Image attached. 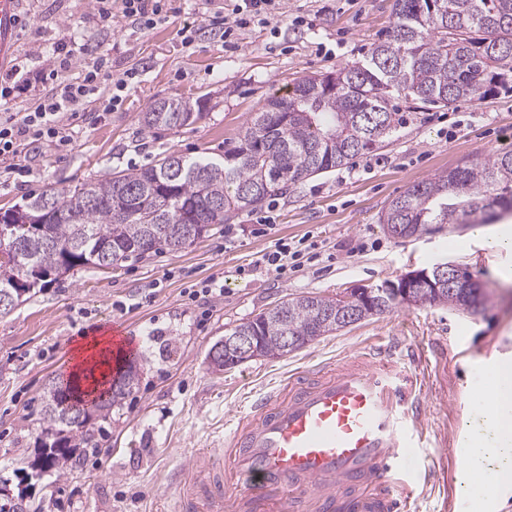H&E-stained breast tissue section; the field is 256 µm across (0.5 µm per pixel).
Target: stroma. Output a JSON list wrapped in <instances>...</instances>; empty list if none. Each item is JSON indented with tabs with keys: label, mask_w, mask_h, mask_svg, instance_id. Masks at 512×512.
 I'll use <instances>...</instances> for the list:
<instances>
[{
	"label": "stroma",
	"mask_w": 512,
	"mask_h": 512,
	"mask_svg": "<svg viewBox=\"0 0 512 512\" xmlns=\"http://www.w3.org/2000/svg\"><path fill=\"white\" fill-rule=\"evenodd\" d=\"M236 0H174L167 23L141 30L124 18L119 0L103 25L92 0H19V25L9 65L18 87L9 111H24L45 89V59L76 22L71 77L99 54H111L115 74L140 70L123 103L80 127L70 149L29 151L18 164L25 179L0 178V208L29 195L61 190L112 169H138L176 153L218 159L243 136L272 95L306 76L365 60L386 39L394 0H285L281 12L238 30L235 47L209 33L184 45V25L231 15ZM197 101L203 119L177 131H150L142 117L159 99ZM406 122L381 149L353 158L355 176L340 171L298 183L241 212L239 229L207 237L175 252L129 260L107 269H82L51 283L0 315V477L27 488L29 512H176L170 488L197 449L224 436V417L244 410L248 394L280 375L319 361L340 360L366 343H390L407 371L423 375L430 414L411 461L418 485L414 512H454L467 499L458 461L467 448L463 422L478 388L490 384L493 363L512 362V285L495 269L512 268V251H492L477 225H430L398 238L379 219L388 202L410 186L472 159L512 150V93L466 99L427 110L393 99ZM316 245L303 270L276 279L256 267L278 241ZM439 262L467 267L488 294L470 315L445 306H400L324 336L281 358H257L216 371L211 346L228 330L286 297L335 296L375 286ZM217 279L222 296L191 305L193 286ZM123 323L138 339L139 382L99 438L106 455L87 453L66 477L55 471L16 472L15 459L34 457L43 429L44 394L72 370L73 348L92 329Z\"/></svg>",
	"instance_id": "stroma-1"
}]
</instances>
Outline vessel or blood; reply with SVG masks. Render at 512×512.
I'll list each match as a JSON object with an SVG mask.
<instances>
[{
  "mask_svg": "<svg viewBox=\"0 0 512 512\" xmlns=\"http://www.w3.org/2000/svg\"><path fill=\"white\" fill-rule=\"evenodd\" d=\"M17 0H0V59L13 49ZM112 356L135 351L125 325ZM227 413L224 445L181 469L177 512H412L410 456L430 409L416 376L371 344L353 359L279 378Z\"/></svg>",
  "mask_w": 512,
  "mask_h": 512,
  "instance_id": "vessel-or-blood-1",
  "label": "vessel or blood"
}]
</instances>
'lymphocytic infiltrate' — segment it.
<instances>
[{
	"label": "lymphocytic infiltrate",
	"mask_w": 512,
	"mask_h": 512,
	"mask_svg": "<svg viewBox=\"0 0 512 512\" xmlns=\"http://www.w3.org/2000/svg\"><path fill=\"white\" fill-rule=\"evenodd\" d=\"M47 60L52 65L46 76L49 90L28 111L0 115V172L14 173L17 158L30 148L61 150L72 145L74 129L85 120L86 108L98 113L117 108L129 80L138 73L132 67L114 77L110 59L102 55L85 66L80 77L70 78L72 54L63 43L54 47Z\"/></svg>",
	"instance_id": "1"
}]
</instances>
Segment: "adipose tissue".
I'll return each mask as SVG.
<instances>
[{
  "instance_id": "ef3b65f1",
  "label": "adipose tissue",
  "mask_w": 512,
  "mask_h": 512,
  "mask_svg": "<svg viewBox=\"0 0 512 512\" xmlns=\"http://www.w3.org/2000/svg\"><path fill=\"white\" fill-rule=\"evenodd\" d=\"M494 402L480 419L469 420L466 426L470 448L465 466L459 474L462 490H470L469 476L484 475L479 493L512 486V427L503 428V419H512V364L496 367L490 389Z\"/></svg>"
}]
</instances>
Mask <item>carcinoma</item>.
<instances>
[{
	"instance_id": "carcinoma-1",
	"label": "carcinoma",
	"mask_w": 512,
	"mask_h": 512,
	"mask_svg": "<svg viewBox=\"0 0 512 512\" xmlns=\"http://www.w3.org/2000/svg\"><path fill=\"white\" fill-rule=\"evenodd\" d=\"M389 37L362 62L336 72L303 78L293 94L271 96L250 119L237 146L221 160L159 157L133 171L112 170L68 191H45L6 209L19 216L0 223L13 253L0 260V293L28 276L15 295L20 304L48 283L82 268L112 267L164 250L176 230L202 231L268 197L331 172L382 145L400 126L391 104L402 92L429 107L493 96L512 82V0H396ZM203 113L183 97L163 98L144 113L148 130L177 131ZM512 214V151L499 152L443 172L392 199L380 223L402 237L430 224H491ZM442 304L470 314L483 307L469 292L419 285L404 301L380 295L375 312L345 321L333 314L336 299L317 294L286 298L236 325L232 334L261 337L260 355L289 354L282 338L295 336L304 348L374 315L406 303ZM138 380L133 366L111 380L91 401L71 382L48 389L45 439L36 456L15 461L17 470L66 472L79 448H96L94 425L130 395ZM23 492L0 478V512H17Z\"/></svg>"
}]
</instances>
